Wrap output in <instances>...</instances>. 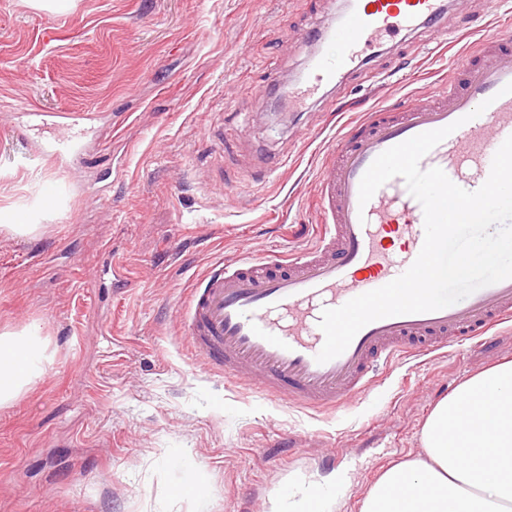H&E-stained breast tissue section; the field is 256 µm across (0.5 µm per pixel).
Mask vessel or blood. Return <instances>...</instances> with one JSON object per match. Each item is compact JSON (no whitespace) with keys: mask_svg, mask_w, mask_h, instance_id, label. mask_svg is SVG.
Returning a JSON list of instances; mask_svg holds the SVG:
<instances>
[{"mask_svg":"<svg viewBox=\"0 0 512 512\" xmlns=\"http://www.w3.org/2000/svg\"><path fill=\"white\" fill-rule=\"evenodd\" d=\"M446 12V0H350L322 28L321 47L295 82L296 101L340 82L384 40L436 26ZM454 73L431 103L378 108L348 126L323 166L321 222L310 246L266 256L242 248L234 263H211L187 289L180 322L189 349L208 370L279 403L339 412L393 361L442 351L512 322V279H506L440 310L373 321L340 356L316 360L324 344L323 309L391 282L423 246V209L402 178L390 179L360 204V181L374 159L448 126L451 134L420 167L441 168L474 191L512 136V94L503 91L512 82V31L463 51Z\"/></svg>","mask_w":512,"mask_h":512,"instance_id":"1","label":"vessel or blood"}]
</instances>
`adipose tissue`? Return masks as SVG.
I'll use <instances>...</instances> for the list:
<instances>
[{
  "instance_id": "adipose-tissue-1",
  "label": "adipose tissue",
  "mask_w": 512,
  "mask_h": 512,
  "mask_svg": "<svg viewBox=\"0 0 512 512\" xmlns=\"http://www.w3.org/2000/svg\"><path fill=\"white\" fill-rule=\"evenodd\" d=\"M47 343L37 325L0 331V406L43 372ZM314 477L277 495V512H331ZM359 512H512V361L479 371L433 408L418 453L390 464Z\"/></svg>"
}]
</instances>
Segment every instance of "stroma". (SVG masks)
<instances>
[{"label":"stroma","instance_id":"35a3bbf8","mask_svg":"<svg viewBox=\"0 0 512 512\" xmlns=\"http://www.w3.org/2000/svg\"><path fill=\"white\" fill-rule=\"evenodd\" d=\"M342 0H0V329L38 325L50 357L0 408V512H271L272 487L346 472L341 512L421 448L443 389L512 360V324L393 363L337 414L278 406L188 357L186 286L241 245L296 246L317 223L314 168L345 122L431 101L468 40L387 41L297 112L261 88L292 80ZM380 81H373V74ZM269 181H255L265 164ZM56 204L37 211L45 187ZM340 449L335 466L324 455ZM205 493L206 510L183 493Z\"/></svg>","mask_w":512,"mask_h":512}]
</instances>
